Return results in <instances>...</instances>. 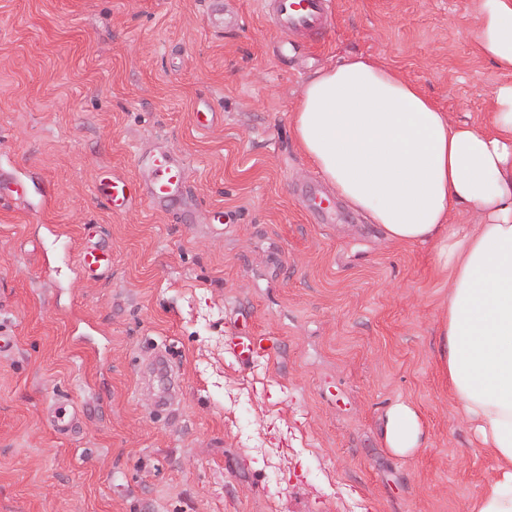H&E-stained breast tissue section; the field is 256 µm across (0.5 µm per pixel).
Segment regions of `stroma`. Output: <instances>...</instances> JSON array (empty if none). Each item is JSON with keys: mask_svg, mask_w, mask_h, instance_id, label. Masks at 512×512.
Here are the masks:
<instances>
[{"mask_svg": "<svg viewBox=\"0 0 512 512\" xmlns=\"http://www.w3.org/2000/svg\"><path fill=\"white\" fill-rule=\"evenodd\" d=\"M333 2L300 35L258 0H0V512H466L484 485L430 248L386 242L291 123L351 54L481 130L512 75L475 53L474 0ZM158 153L184 196L113 207ZM386 440L389 448L404 454L416 448L420 435L414 410L405 403H396L387 413Z\"/></svg>", "mask_w": 512, "mask_h": 512, "instance_id": "35a3bbf8", "label": "stroma"}]
</instances>
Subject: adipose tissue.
Wrapping results in <instances>:
<instances>
[{"label":"adipose tissue","mask_w":512,"mask_h":512,"mask_svg":"<svg viewBox=\"0 0 512 512\" xmlns=\"http://www.w3.org/2000/svg\"><path fill=\"white\" fill-rule=\"evenodd\" d=\"M477 20V53L512 74V0H477ZM292 131L387 242L431 246L448 276L438 324L448 393L496 461L466 512H512V83L495 89L492 127L481 131L392 68L351 56L316 71L294 104ZM385 434L397 453L415 448L414 410L393 405Z\"/></svg>","instance_id":"adipose-tissue-1"}]
</instances>
